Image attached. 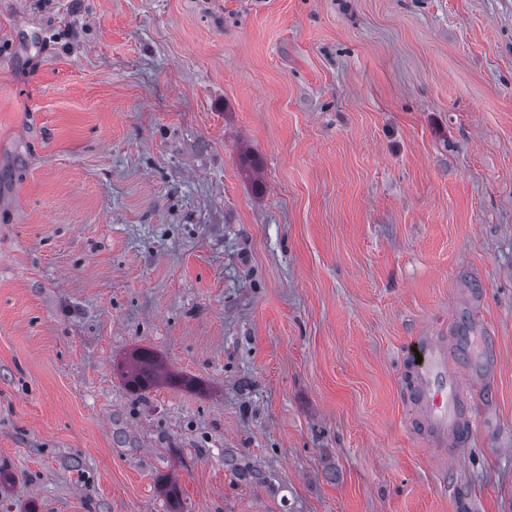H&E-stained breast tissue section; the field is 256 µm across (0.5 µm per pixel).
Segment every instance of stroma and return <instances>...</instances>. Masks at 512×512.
<instances>
[{
  "mask_svg": "<svg viewBox=\"0 0 512 512\" xmlns=\"http://www.w3.org/2000/svg\"><path fill=\"white\" fill-rule=\"evenodd\" d=\"M446 331L497 348L454 457L403 389ZM142 347L184 384L132 391ZM0 475V512H512V0H0Z\"/></svg>",
  "mask_w": 512,
  "mask_h": 512,
  "instance_id": "1",
  "label": "stroma"
}]
</instances>
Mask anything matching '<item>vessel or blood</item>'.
I'll list each match as a JSON object with an SVG mask.
<instances>
[{"mask_svg":"<svg viewBox=\"0 0 512 512\" xmlns=\"http://www.w3.org/2000/svg\"><path fill=\"white\" fill-rule=\"evenodd\" d=\"M420 361H409V421L430 446L457 455L472 429L469 392L454 345L444 336H423Z\"/></svg>","mask_w":512,"mask_h":512,"instance_id":"1","label":"vessel or blood"}]
</instances>
